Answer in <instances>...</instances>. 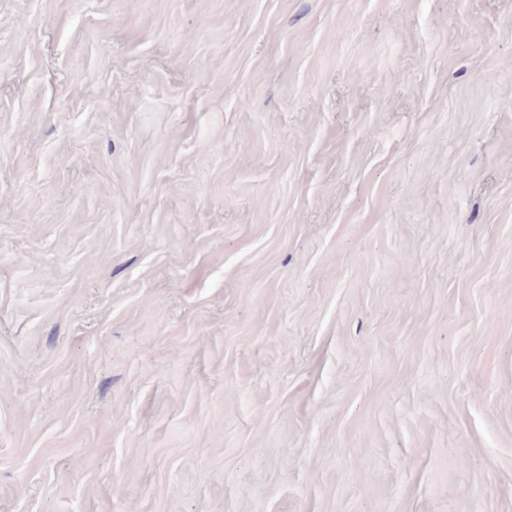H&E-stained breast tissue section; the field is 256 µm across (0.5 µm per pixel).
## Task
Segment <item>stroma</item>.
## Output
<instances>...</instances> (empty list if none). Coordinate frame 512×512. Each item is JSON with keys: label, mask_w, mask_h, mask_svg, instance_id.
<instances>
[{"label": "stroma", "mask_w": 512, "mask_h": 512, "mask_svg": "<svg viewBox=\"0 0 512 512\" xmlns=\"http://www.w3.org/2000/svg\"><path fill=\"white\" fill-rule=\"evenodd\" d=\"M511 58L512 0H0V512H512Z\"/></svg>", "instance_id": "stroma-1"}]
</instances>
